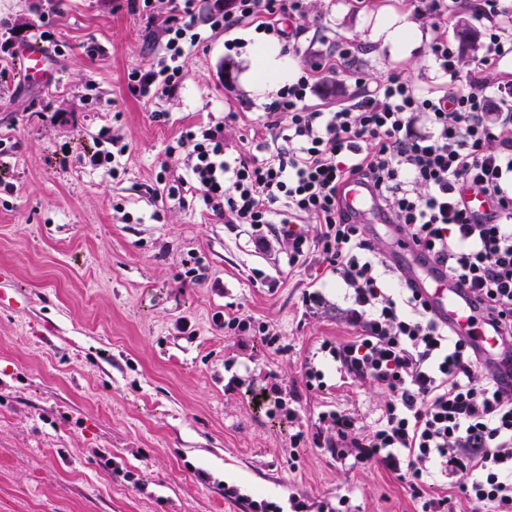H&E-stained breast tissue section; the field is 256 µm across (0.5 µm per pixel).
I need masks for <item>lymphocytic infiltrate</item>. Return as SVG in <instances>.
Wrapping results in <instances>:
<instances>
[{
	"label": "lymphocytic infiltrate",
	"mask_w": 512,
	"mask_h": 512,
	"mask_svg": "<svg viewBox=\"0 0 512 512\" xmlns=\"http://www.w3.org/2000/svg\"><path fill=\"white\" fill-rule=\"evenodd\" d=\"M196 2L178 0L156 66L129 75L133 96L175 94L188 54L209 33L248 23L295 48L307 30V0H237L231 12L214 0L205 31ZM411 5L420 19L470 11L484 23L469 72L452 44L432 45L449 90H425L393 72L372 87L356 78L344 104L313 108L317 74L357 62L358 44L337 43L267 106V157L227 159L222 123L186 130L176 146L190 163L166 194L200 199L225 223L245 228L256 247L287 242L289 266L318 254L342 285L341 313L353 334L321 348L341 379L378 384L388 398L371 426L358 428L340 409L325 412L314 432L294 434V446L311 442L337 461L383 466L407 483L421 512L444 508L445 499L425 494L436 484L459 488L475 512H512V386L488 374L467 337L435 319L408 280L389 287L382 249L340 207L344 182L369 183L389 220L469 287L476 308L512 342V85L493 80L501 59L512 56V0ZM493 101L500 111L492 118ZM471 192L489 199L491 213L468 210ZM307 216L319 222L315 235L300 227Z\"/></svg>",
	"instance_id": "1"
}]
</instances>
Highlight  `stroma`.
Listing matches in <instances>:
<instances>
[{
  "label": "stroma",
  "mask_w": 512,
  "mask_h": 512,
  "mask_svg": "<svg viewBox=\"0 0 512 512\" xmlns=\"http://www.w3.org/2000/svg\"><path fill=\"white\" fill-rule=\"evenodd\" d=\"M309 5L301 56L244 24L192 50L177 94L148 99L129 93L128 75L155 62L173 0H153L148 15L127 0H0V35H51L48 83L20 80L16 61H0V174L12 184L0 187V512H252V502L292 496L306 512L344 496L351 512H416L418 499L387 469L291 446L336 408L369 425L386 398L378 385L342 382L320 349L348 334L340 285L315 259L275 260L202 202L162 191L184 166L167 148L187 127L223 122L231 154L264 156L254 131L277 92L256 89V44L287 57V81L344 40L359 45L366 80L399 71L425 89L446 83L434 42H455L466 69L479 55L458 40L459 23H476L468 13L416 20L415 35L387 40L377 32L411 16L407 0ZM104 129L126 146L118 170L60 165V146L92 144ZM192 255L203 279L186 275ZM313 288L328 300L316 312L302 304ZM234 317L266 324L280 346L225 330ZM308 363L324 388H306ZM234 374L242 383L231 389ZM274 383L297 422L259 404Z\"/></svg>",
  "instance_id": "obj_1"
}]
</instances>
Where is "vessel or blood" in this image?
Here are the masks:
<instances>
[{
  "label": "vessel or blood",
  "mask_w": 512,
  "mask_h": 512,
  "mask_svg": "<svg viewBox=\"0 0 512 512\" xmlns=\"http://www.w3.org/2000/svg\"><path fill=\"white\" fill-rule=\"evenodd\" d=\"M22 77L36 81L48 74V54L36 41L27 43L18 58ZM343 205L353 216L368 224L374 235L391 240L392 249L387 257L399 267L409 280L419 286L428 301L433 316L459 328H466L478 311L470 301L468 288L451 278L446 268L429 259L427 254L407 240L396 225L387 223L381 215L373 189L363 182L346 183L341 191ZM473 342L482 353L483 360L496 364L501 376L512 374V358L498 350V339L493 325L485 323L471 328Z\"/></svg>",
  "instance_id": "1"
}]
</instances>
